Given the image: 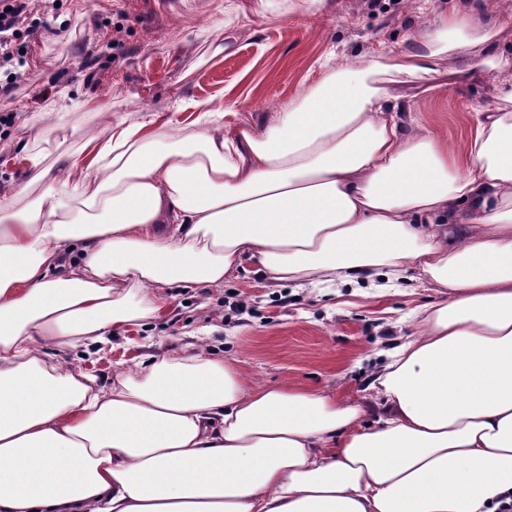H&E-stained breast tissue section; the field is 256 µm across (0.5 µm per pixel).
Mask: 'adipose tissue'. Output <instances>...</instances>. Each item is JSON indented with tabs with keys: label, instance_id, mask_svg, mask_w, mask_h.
<instances>
[{
	"label": "adipose tissue",
	"instance_id": "ef3b65f1",
	"mask_svg": "<svg viewBox=\"0 0 512 512\" xmlns=\"http://www.w3.org/2000/svg\"><path fill=\"white\" fill-rule=\"evenodd\" d=\"M475 11L380 57L325 65L259 122L178 101L83 138L64 177L0 205V512H499L512 503V82L459 149L407 130L410 95L512 57ZM253 257L277 283L415 272L441 302L367 399L245 382L210 346L98 386L52 352L105 344L175 283L223 286ZM378 411L374 424L366 416Z\"/></svg>",
	"mask_w": 512,
	"mask_h": 512
}]
</instances>
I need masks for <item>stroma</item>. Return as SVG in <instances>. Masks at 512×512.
I'll return each mask as SVG.
<instances>
[{
	"label": "stroma",
	"instance_id": "stroma-1",
	"mask_svg": "<svg viewBox=\"0 0 512 512\" xmlns=\"http://www.w3.org/2000/svg\"><path fill=\"white\" fill-rule=\"evenodd\" d=\"M224 14H217L216 3ZM47 30L35 37L24 83L9 108L16 114L0 141V204L9 185L26 183L29 155L55 157L62 133H104L109 119L129 123L155 115L180 133L193 115L177 98L232 104L229 124L258 121L315 82L336 54L356 64L378 53L408 52V36L461 0H325L322 10L283 15L281 0H34ZM224 54L208 58L209 44ZM500 75L448 82L412 100L423 128L461 146L476 112L493 107ZM51 113L44 122L43 113ZM245 303L243 314L227 297ZM441 298L437 288L400 280L389 290L369 284L296 289L265 278L249 260L238 279L200 291L172 288L166 306L145 324L113 333L103 347L66 350L108 385L114 370L143 356L191 352L207 337L215 356L235 361L244 378L284 382L342 398L364 396L380 351L410 336V311Z\"/></svg>",
	"mask_w": 512,
	"mask_h": 512
}]
</instances>
